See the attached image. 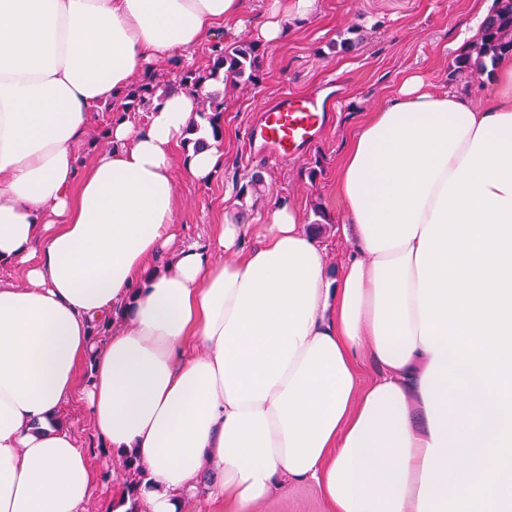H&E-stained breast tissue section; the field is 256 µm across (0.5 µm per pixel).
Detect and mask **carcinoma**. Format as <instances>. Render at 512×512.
<instances>
[{
	"instance_id": "obj_1",
	"label": "carcinoma",
	"mask_w": 512,
	"mask_h": 512,
	"mask_svg": "<svg viewBox=\"0 0 512 512\" xmlns=\"http://www.w3.org/2000/svg\"><path fill=\"white\" fill-rule=\"evenodd\" d=\"M265 53V46L257 41L235 42L231 45L218 41L210 45L207 65L202 70L184 65L181 58L169 61L170 69L176 76L175 82L182 89L199 95L197 120L189 127L190 133L207 125L213 139L224 137L221 122L224 114V88L228 85H258L263 76ZM504 54H512V0H497L496 9L484 21L482 38L456 59L451 76L457 79L482 72L485 60L494 62ZM171 86V82L162 83L155 72L147 70L143 82L131 88L117 108L124 112L143 110L151 105L157 91L165 92ZM263 192L264 177L261 173L254 172L243 177L242 184L236 188L239 219H244L246 198H258ZM121 468L125 475L124 490L131 502L127 512H139L138 486L145 467L137 457L125 456L121 459Z\"/></svg>"
}]
</instances>
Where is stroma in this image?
Instances as JSON below:
<instances>
[{"instance_id": "obj_1", "label": "stroma", "mask_w": 512, "mask_h": 512, "mask_svg": "<svg viewBox=\"0 0 512 512\" xmlns=\"http://www.w3.org/2000/svg\"><path fill=\"white\" fill-rule=\"evenodd\" d=\"M493 6V0H315L307 18L288 22L280 41L268 45L258 85L226 88L224 168L207 182L178 178L179 241H204L212 225L233 221L236 183L258 171L266 193L248 207L249 223H261L272 201L280 199L297 206L306 224L325 218L317 236L329 266L337 267L351 249L337 192V167L351 133L412 74L422 75L434 91L458 90L473 101L486 100L493 91L490 73L460 80L450 71L463 35ZM356 24L363 41L350 52H334L333 44ZM285 92L322 100L329 120L301 154L271 164L254 156L251 126L260 109ZM65 418L97 475L85 512H111L112 489L124 482L119 460L104 451L80 406H69ZM241 512H327V506L315 484L299 482Z\"/></svg>"}]
</instances>
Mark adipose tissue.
<instances>
[{"label":"adipose tissue","instance_id":"adipose-tissue-1","mask_svg":"<svg viewBox=\"0 0 512 512\" xmlns=\"http://www.w3.org/2000/svg\"><path fill=\"white\" fill-rule=\"evenodd\" d=\"M244 16L245 0H0V265L25 271L0 282V512H83L74 403L140 456L144 512L305 481L329 512H512V55L486 101L414 75L356 129L337 173L352 252L332 273L282 203L174 247L176 172L224 164L217 143L175 154L184 90L146 122L115 113L77 163L92 112ZM119 311L131 328L95 345Z\"/></svg>","mask_w":512,"mask_h":512}]
</instances>
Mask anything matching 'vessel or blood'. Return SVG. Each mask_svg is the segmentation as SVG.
I'll use <instances>...</instances> for the list:
<instances>
[{"mask_svg":"<svg viewBox=\"0 0 512 512\" xmlns=\"http://www.w3.org/2000/svg\"><path fill=\"white\" fill-rule=\"evenodd\" d=\"M324 124V113L286 93L262 108L252 137L269 156L288 158L299 155L310 145Z\"/></svg>","mask_w":512,"mask_h":512,"instance_id":"vessel-or-blood-1","label":"vessel or blood"}]
</instances>
